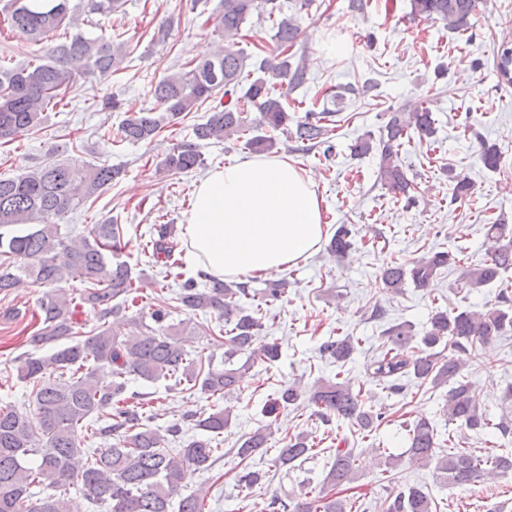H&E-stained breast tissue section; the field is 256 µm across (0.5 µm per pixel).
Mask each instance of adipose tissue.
I'll return each instance as SVG.
<instances>
[{
    "label": "adipose tissue",
    "instance_id": "adipose-tissue-1",
    "mask_svg": "<svg viewBox=\"0 0 512 512\" xmlns=\"http://www.w3.org/2000/svg\"><path fill=\"white\" fill-rule=\"evenodd\" d=\"M324 235L311 175L278 156L210 172L184 226L198 271L217 278L287 269L316 252Z\"/></svg>",
    "mask_w": 512,
    "mask_h": 512
}]
</instances>
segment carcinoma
I'll return each instance as SVG.
<instances>
[{
	"label": "carcinoma",
	"instance_id": "cac0c4a2",
	"mask_svg": "<svg viewBox=\"0 0 512 512\" xmlns=\"http://www.w3.org/2000/svg\"><path fill=\"white\" fill-rule=\"evenodd\" d=\"M480 0H411L412 13L423 19H438L448 30L465 34L473 27ZM122 7V0H3L0 13L10 27L36 44H46L39 58L29 62L0 63V141L10 142L40 125L48 106L63 100L83 77L111 74L126 58V45L105 37L82 33L60 43L50 38L62 25L71 24L77 11L86 16L109 15ZM266 9L272 18L269 55L247 63L250 56L238 48L243 26L254 11ZM273 0H223L216 17L215 31L224 47L187 71L165 75L154 87L157 105L134 112L119 128L121 142L150 143L163 129L201 103L214 102L207 120L194 128L199 141H226L232 138L253 153L265 154L276 147L275 133L296 143V150L333 151L329 134L333 112H308L301 119L288 113L283 89L292 90L306 82L304 62L292 63L290 51L297 45L301 26L294 16L274 17ZM497 71L512 84V48L498 55ZM252 111L259 117L250 120ZM415 133L431 139L436 133L433 113L421 109L407 112L391 108L378 135L360 138L352 148L354 155L375 153L379 157V177L383 185L407 202L411 186L401 164L404 139ZM502 153L493 145L482 146L480 159L489 169L497 168ZM201 163L196 147L181 145L167 153L159 168L173 173L191 171ZM119 170L93 164L72 165L48 162L15 177L0 178V291L7 292L23 281L48 289L39 302L41 327L31 342L46 345L61 340L48 356H28L21 361L17 377L33 385L34 410L0 408V512H68L63 496L46 494L33 499L31 488L56 489L79 482L88 498L111 505V512H171L172 500L182 487L188 468L208 470L216 449L212 440L231 425L228 410H218L196 420L205 431L202 438L186 441L182 448L169 444L181 430L178 423L164 429L153 426L154 416L147 411L143 395L126 394L129 378L156 382L171 379L188 390L208 396L226 397L241 391L242 372L254 365L271 364L280 357V345L259 340L262 324L255 310L245 307L251 299L247 283L210 278L199 287L187 281L174 300L184 310L215 315L218 326L206 329L213 350H224V367L213 365L214 354L191 356L181 345L182 331L166 325V306L158 304L131 317L138 333L129 337L106 328V319L120 312L133 291L142 287L141 273L119 255L126 248L120 224H94L88 234L74 239L61 235L54 219L63 216L101 192L112 183ZM352 231L341 225L328 249L337 254L351 247ZM492 243L490 257L465 268L461 281L468 290L496 283L512 268V225L501 221L486 227ZM150 257L165 268L164 277L173 276L175 244L168 226L157 230L150 241ZM458 258L448 251L429 252L401 264L390 261L380 268L379 279L386 292L400 291L406 280L416 288H426L442 268ZM85 285L76 296L57 289L66 279ZM87 305L97 318L96 327L81 331L76 321V305ZM151 319L154 325L145 323ZM512 333V310L500 306L486 310L438 311L417 336L409 324L386 330L381 353L367 366L371 377L398 393L406 378L421 386H450L443 413L448 422L475 433L487 429L507 434L509 422L490 423L479 411L473 385L464 376L466 363L460 355ZM361 340L351 336L330 338L320 346L321 354L342 368L352 360ZM444 345L448 357L436 352ZM246 356L233 367V359ZM301 391L295 382L282 388L266 406L268 417L293 404ZM310 402L326 417L334 416L370 432L382 417L365 408L360 393L348 381L322 384L310 392ZM273 422L257 428L236 448L240 471L236 476L239 491H249L266 477V471L250 464L255 455L267 454ZM84 437L112 438L107 448H81ZM408 448L402 456L382 457L387 481L390 472L403 463L418 466L435 464L436 477L451 486L474 485L489 472L512 474V455L492 451L476 456L465 450L443 453L437 427L421 417L407 429ZM51 448L36 465L31 457L40 445ZM313 445L305 435H295L275 449L266 464L275 469H293L312 455ZM330 466L322 489L315 497L300 487L284 500L273 496L267 512H357V501L336 493V488L356 479L359 457L351 448H330ZM205 496L190 494L180 498L177 512H204ZM381 512H437L433 498L419 485H404L387 490Z\"/></svg>",
	"mask_w": 512,
	"mask_h": 512
}]
</instances>
